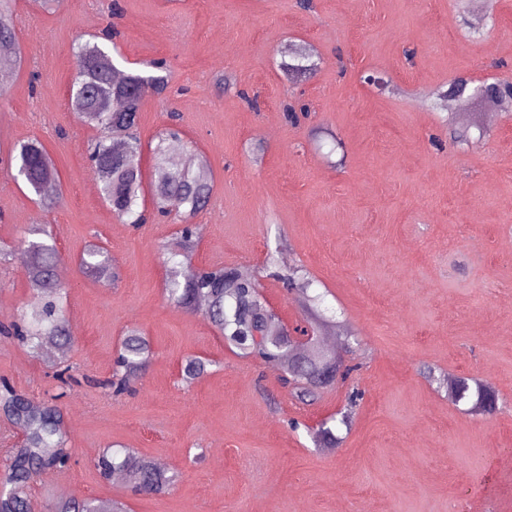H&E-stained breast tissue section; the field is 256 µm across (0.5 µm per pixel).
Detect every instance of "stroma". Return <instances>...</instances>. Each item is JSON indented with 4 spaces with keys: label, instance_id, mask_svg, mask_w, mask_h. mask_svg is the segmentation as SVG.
<instances>
[{
    "label": "stroma",
    "instance_id": "35a3bbf8",
    "mask_svg": "<svg viewBox=\"0 0 512 512\" xmlns=\"http://www.w3.org/2000/svg\"><path fill=\"white\" fill-rule=\"evenodd\" d=\"M21 57L0 99V241L50 226L61 253L66 359L33 356L0 335V378L29 398H58L67 467L26 493L37 512L62 500H119L128 512H512V110L466 101L434 107L432 92L512 68V0H494L476 32L460 0H15ZM132 68L165 61L166 101L141 107L143 165L151 167L168 112L213 191L195 218L189 262L173 265L176 231L156 219L119 224L91 187L86 147L97 131L69 107L78 38L108 26ZM298 48L315 64L300 82ZM310 116L292 125L288 102ZM53 156L59 204L41 208L3 165L15 144ZM105 246L121 279L85 276L78 258ZM214 265L259 279L270 307L295 325L306 299L280 280L303 266L336 326L351 332L347 382L311 402L292 398L271 365L238 356L201 310L170 302L171 271ZM33 291L24 268L0 264V323ZM138 330L152 358L131 391L105 382L122 337ZM212 366L186 384L181 366ZM69 365L76 381L54 377ZM491 387L492 416L453 402L448 381ZM363 399L341 442L310 431L340 412L350 386ZM123 446L177 480L162 495L132 494L94 467Z\"/></svg>",
    "mask_w": 512,
    "mask_h": 512
}]
</instances>
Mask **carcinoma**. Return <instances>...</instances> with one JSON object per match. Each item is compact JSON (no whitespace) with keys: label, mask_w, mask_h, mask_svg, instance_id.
Here are the masks:
<instances>
[{"label":"carcinoma","mask_w":512,"mask_h":512,"mask_svg":"<svg viewBox=\"0 0 512 512\" xmlns=\"http://www.w3.org/2000/svg\"><path fill=\"white\" fill-rule=\"evenodd\" d=\"M118 31L110 27L102 40H89L78 47L76 70L69 91V104L78 119L99 131L87 146L103 199L112 213L127 224H144L147 216L139 210V201L150 192L155 213L174 216L185 225L179 231L177 248L189 256L201 234L193 223L211 196L207 173L191 164V151L173 154L159 151L149 181H144L142 141L139 132L140 108L147 94L167 98L168 76L131 73L121 70L105 43ZM11 0H0V47L14 45ZM17 176L39 197L43 207L51 209L58 198L46 193L45 187L58 180L59 173L46 147L30 140L13 147ZM29 234L39 240H24L20 261L35 290L33 301L9 324H0V334L11 336L27 345L33 354L53 343L60 356L73 347L71 327L63 310L64 288L55 277L59 261L56 241L44 226H34ZM81 271L89 277L116 281L119 271L112 264L107 249L91 244L79 257ZM288 286L305 293L313 280L302 268L292 269L285 278ZM255 277H246L237 269L215 266L200 269L185 279L171 276L166 285L169 298L179 307L191 310L199 301L206 305V318L242 356L258 358L286 373L285 383L298 398L314 397L318 354L301 355L279 320L267 309ZM151 356L148 341L137 330L123 336L115 359V369L106 387L119 397L130 390L131 382L146 370ZM212 361L200 357L185 361L182 372L186 380H195L208 372ZM455 401L473 400V408L482 414L497 411L498 397L484 385L472 388L464 380L451 384ZM0 414L23 433V441L14 459L0 466V512H34L24 488L40 472L65 467L67 431L61 409L54 403L33 401L0 379ZM96 467L108 479L114 472L125 475L135 494H162L175 482L146 458L134 451L102 452ZM56 512H126L120 501L85 499L55 504Z\"/></svg>","instance_id":"obj_1"}]
</instances>
